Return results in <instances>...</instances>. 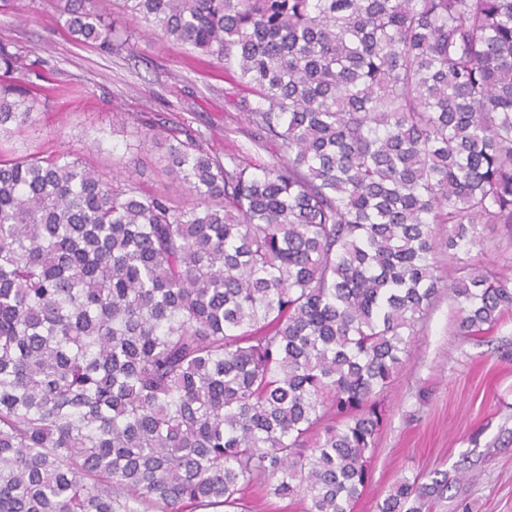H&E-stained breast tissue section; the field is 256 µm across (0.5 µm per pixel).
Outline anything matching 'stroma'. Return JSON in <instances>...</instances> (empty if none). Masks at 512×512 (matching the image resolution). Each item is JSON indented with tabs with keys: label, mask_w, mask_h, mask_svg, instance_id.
<instances>
[{
	"label": "stroma",
	"mask_w": 512,
	"mask_h": 512,
	"mask_svg": "<svg viewBox=\"0 0 512 512\" xmlns=\"http://www.w3.org/2000/svg\"><path fill=\"white\" fill-rule=\"evenodd\" d=\"M62 4L0 0V40L44 60L50 97L31 124L0 134L1 151L77 149L102 173L179 203L184 195L161 171L172 129L200 131L213 155H245L256 173L279 159L274 143L253 147V127L238 107L249 91L209 57L133 19L125 0H98L106 21L133 47L112 55L71 37ZM119 112L141 116L142 134L116 121ZM456 319L454 306L440 296L414 337L387 391V422L355 512H375L378 497L397 480L436 469L454 482L434 512H458L463 500L472 512H512V312L487 336L457 335Z\"/></svg>",
	"instance_id": "obj_1"
}]
</instances>
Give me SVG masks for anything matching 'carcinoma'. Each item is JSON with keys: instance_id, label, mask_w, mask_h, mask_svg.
Returning <instances> with one entry per match:
<instances>
[{"instance_id": "obj_1", "label": "carcinoma", "mask_w": 512, "mask_h": 512, "mask_svg": "<svg viewBox=\"0 0 512 512\" xmlns=\"http://www.w3.org/2000/svg\"><path fill=\"white\" fill-rule=\"evenodd\" d=\"M63 2L75 40L131 51ZM126 2L251 89L282 158L255 174L186 128L162 167L184 207L76 150L0 152V512H249L254 483L352 512L438 295L461 336L512 311V276L471 258L512 230V0ZM44 72L0 41V133L47 105Z\"/></svg>"}]
</instances>
